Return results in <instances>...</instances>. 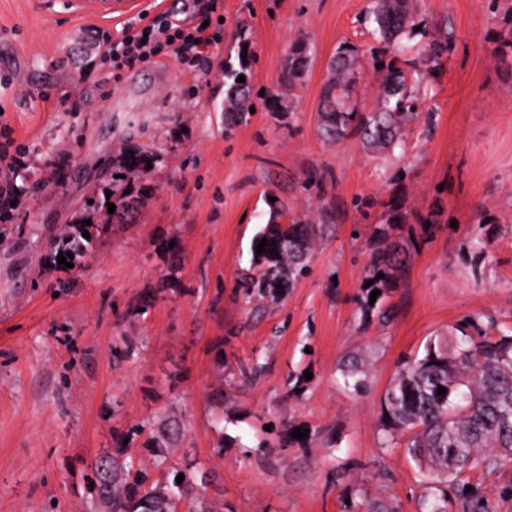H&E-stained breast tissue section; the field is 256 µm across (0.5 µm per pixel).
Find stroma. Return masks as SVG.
<instances>
[{"mask_svg":"<svg viewBox=\"0 0 512 512\" xmlns=\"http://www.w3.org/2000/svg\"><path fill=\"white\" fill-rule=\"evenodd\" d=\"M372 4L221 0L222 42L202 69L162 56L116 80L86 49L115 20L0 0V122L27 159L21 204L0 221V512H91L90 463L111 448L158 478L145 442L168 416L185 426L168 463L215 473L197 490L214 512H423L426 470L381 445L383 397L431 338L512 336V0H417L416 42L443 51L418 117L382 152L319 128L336 55H356L357 110L378 108L388 58ZM300 38L307 66L289 87ZM231 67L253 94L239 122L224 112ZM130 150L150 167L126 169ZM391 202L404 267L371 311V236ZM275 211L285 224L326 213L332 233L258 309L236 282ZM86 220L101 229L90 242ZM352 356L366 388L343 376ZM255 361L260 377H243ZM471 487L512 512V463Z\"/></svg>","mask_w":512,"mask_h":512,"instance_id":"stroma-1","label":"stroma"}]
</instances>
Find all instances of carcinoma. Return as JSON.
I'll return each instance as SVG.
<instances>
[{"label":"carcinoma","mask_w":512,"mask_h":512,"mask_svg":"<svg viewBox=\"0 0 512 512\" xmlns=\"http://www.w3.org/2000/svg\"><path fill=\"white\" fill-rule=\"evenodd\" d=\"M415 0H374L370 18L380 43L394 55L400 43L414 37ZM303 47L297 44L286 62L282 78L291 85L297 78ZM355 57L339 55L324 86L321 126L341 140L358 135L373 151L394 146L402 128L411 122L412 86L402 69L387 72L380 81L382 102L375 112L345 107L359 80ZM246 69L224 73V111L243 119L252 106L247 83L238 82ZM391 225L373 230L378 248L373 250L369 290L395 287V272L403 265L397 245L389 241ZM324 224L297 222L279 224L269 220L253 238L252 250L267 239L265 252L253 255L250 269L242 272L239 287L250 298L276 301L282 289L308 272L316 240L323 238ZM277 254H272V249ZM384 278H378V275ZM446 388L437 394L438 387ZM389 419L383 424L382 445L402 443L407 455L421 463L430 478L427 512H448L445 486L462 493L470 475L495 471L512 461V336L480 341L456 342L449 336L430 340L422 358L405 363L397 372L383 399ZM180 436L173 420L160 425L149 436L156 466L167 461L168 444ZM92 501L96 512H213L195 488L207 483L204 470L183 472L184 480H150L126 448H115L92 462Z\"/></svg>","instance_id":"carcinoma-1"}]
</instances>
